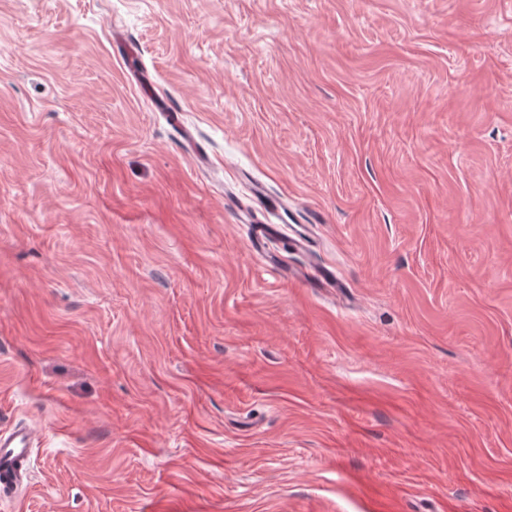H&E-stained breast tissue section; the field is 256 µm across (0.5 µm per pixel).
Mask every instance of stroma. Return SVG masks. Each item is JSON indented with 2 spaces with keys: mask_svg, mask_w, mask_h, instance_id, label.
Here are the masks:
<instances>
[{
  "mask_svg": "<svg viewBox=\"0 0 512 512\" xmlns=\"http://www.w3.org/2000/svg\"><path fill=\"white\" fill-rule=\"evenodd\" d=\"M20 424L0 512H512V0H0ZM36 439L32 427H19L0 433V496L16 488L30 469V453Z\"/></svg>",
  "mask_w": 512,
  "mask_h": 512,
  "instance_id": "obj_1",
  "label": "stroma"
}]
</instances>
